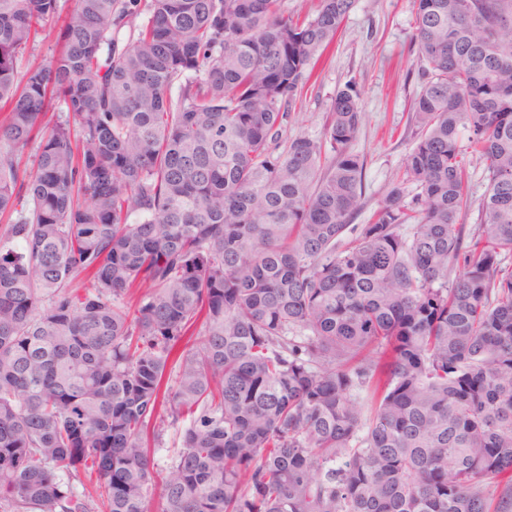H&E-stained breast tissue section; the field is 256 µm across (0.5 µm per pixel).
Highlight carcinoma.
Returning <instances> with one entry per match:
<instances>
[{
	"label": "carcinoma",
	"mask_w": 512,
	"mask_h": 512,
	"mask_svg": "<svg viewBox=\"0 0 512 512\" xmlns=\"http://www.w3.org/2000/svg\"><path fill=\"white\" fill-rule=\"evenodd\" d=\"M353 5L0 0V512H512V0H412L368 224L352 82L272 149ZM180 446L181 440L179 433L173 428H166L163 435V447L154 455L155 466L159 469L167 467Z\"/></svg>",
	"instance_id": "cac0c4a2"
}]
</instances>
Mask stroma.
Segmentation results:
<instances>
[{"mask_svg":"<svg viewBox=\"0 0 512 512\" xmlns=\"http://www.w3.org/2000/svg\"><path fill=\"white\" fill-rule=\"evenodd\" d=\"M410 0H355L334 44L322 54L291 116L289 135L322 132L337 91L355 80L365 119L353 149L365 160L364 204L356 223H368L412 147L409 115L422 79L411 42Z\"/></svg>","mask_w":512,"mask_h":512,"instance_id":"stroma-1","label":"stroma"}]
</instances>
